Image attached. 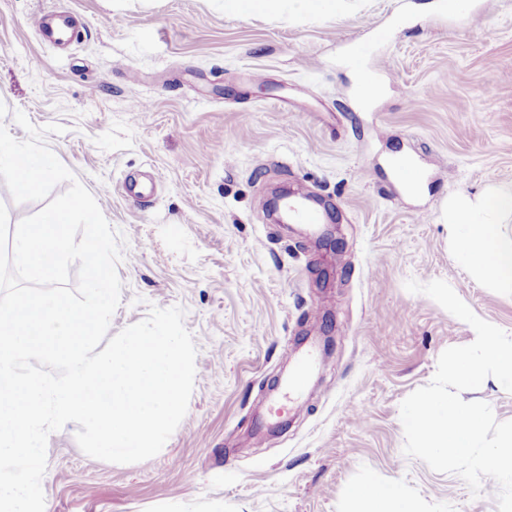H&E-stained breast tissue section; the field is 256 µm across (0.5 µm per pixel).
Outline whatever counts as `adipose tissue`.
<instances>
[{
	"label": "adipose tissue",
	"instance_id": "obj_1",
	"mask_svg": "<svg viewBox=\"0 0 512 512\" xmlns=\"http://www.w3.org/2000/svg\"><path fill=\"white\" fill-rule=\"evenodd\" d=\"M341 0H224L226 13L248 16L256 12L288 10L294 14L337 9ZM495 209H487L480 198L466 195L448 203L449 228H462L455 244L456 261L478 272L501 291L512 293V231H494V224L512 219V189L492 192ZM355 512H417L396 486L371 483L354 489Z\"/></svg>",
	"mask_w": 512,
	"mask_h": 512
}]
</instances>
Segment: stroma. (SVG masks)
<instances>
[{"label":"stroma","instance_id":"obj_1","mask_svg":"<svg viewBox=\"0 0 512 512\" xmlns=\"http://www.w3.org/2000/svg\"><path fill=\"white\" fill-rule=\"evenodd\" d=\"M64 8L60 50L33 26ZM484 12L482 24L471 16ZM381 86L362 103L346 48ZM64 126L45 144L123 236L109 332L182 307L197 348L188 411L156 456H87L53 432L46 512H351L350 491L398 485L420 512H498L457 475L403 452L400 404L469 325L406 280L448 282L512 333V294L453 259L450 198L512 187V0H344L330 14L233 17L224 0H0V124ZM412 155L408 193L390 170ZM302 189L339 222V249L271 223L267 186ZM329 331L289 426L259 425L297 340Z\"/></svg>","mask_w":512,"mask_h":512}]
</instances>
